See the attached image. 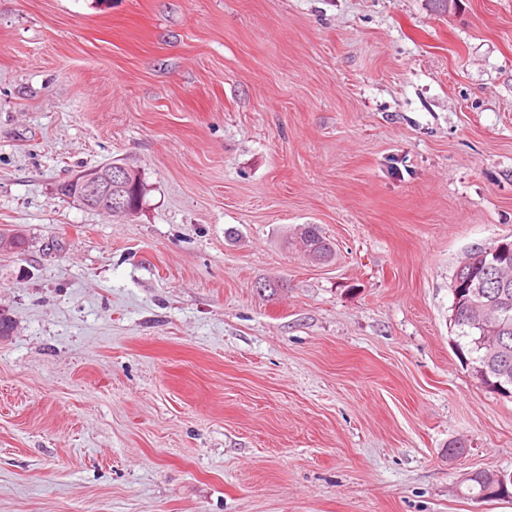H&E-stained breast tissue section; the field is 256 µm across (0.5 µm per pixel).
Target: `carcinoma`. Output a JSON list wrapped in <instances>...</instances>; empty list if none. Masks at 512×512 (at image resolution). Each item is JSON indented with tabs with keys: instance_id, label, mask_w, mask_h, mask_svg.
Listing matches in <instances>:
<instances>
[{
	"instance_id": "obj_1",
	"label": "carcinoma",
	"mask_w": 512,
	"mask_h": 512,
	"mask_svg": "<svg viewBox=\"0 0 512 512\" xmlns=\"http://www.w3.org/2000/svg\"><path fill=\"white\" fill-rule=\"evenodd\" d=\"M128 183L134 185L136 193L125 194L130 205L139 207L143 196V183L138 172L128 169ZM296 244L312 261L326 262L332 256L330 242L315 224H303L298 228ZM485 250L477 249L458 268L457 275H468L482 284V291L496 298L507 307V321L500 329L491 333L481 326L480 317L484 303L477 299L459 304L457 326L458 338L465 340L459 348L472 355L471 364L478 380L485 387L502 395L512 394V254H500L497 258L484 256ZM494 471L483 470L465 478L469 493L476 497L483 483L490 481Z\"/></svg>"
}]
</instances>
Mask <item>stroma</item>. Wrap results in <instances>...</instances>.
Segmentation results:
<instances>
[{
    "mask_svg": "<svg viewBox=\"0 0 512 512\" xmlns=\"http://www.w3.org/2000/svg\"><path fill=\"white\" fill-rule=\"evenodd\" d=\"M117 159L134 216L61 194ZM1 224L0 512H512L450 323L512 240V0H0ZM296 235V244L311 261L326 262L331 258V244L317 225L303 224L298 228Z\"/></svg>",
    "mask_w": 512,
    "mask_h": 512,
    "instance_id": "1",
    "label": "stroma"
}]
</instances>
